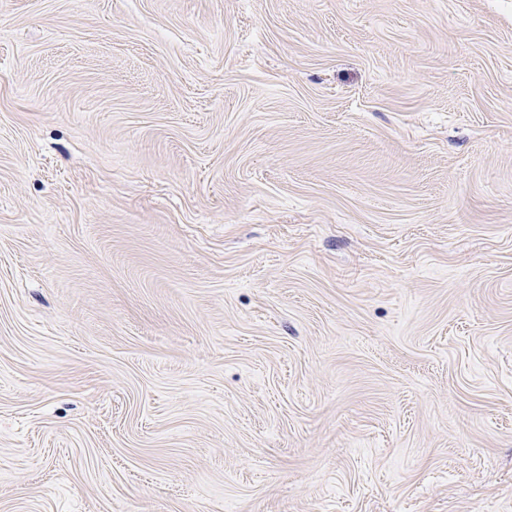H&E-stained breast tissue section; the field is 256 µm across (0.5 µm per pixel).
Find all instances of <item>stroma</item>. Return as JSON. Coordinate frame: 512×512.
Returning <instances> with one entry per match:
<instances>
[{
    "label": "stroma",
    "instance_id": "obj_1",
    "mask_svg": "<svg viewBox=\"0 0 512 512\" xmlns=\"http://www.w3.org/2000/svg\"><path fill=\"white\" fill-rule=\"evenodd\" d=\"M0 512H512V0H0Z\"/></svg>",
    "mask_w": 512,
    "mask_h": 512
}]
</instances>
